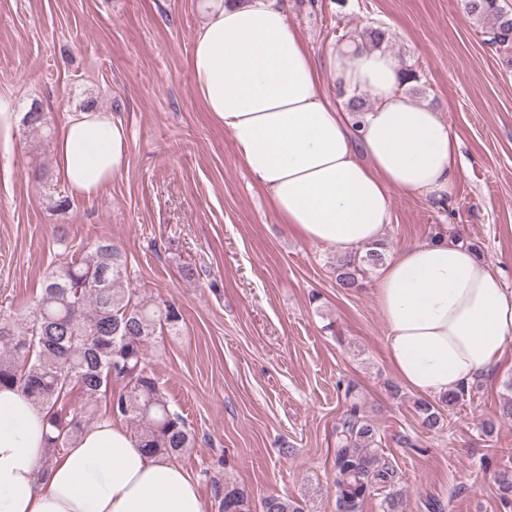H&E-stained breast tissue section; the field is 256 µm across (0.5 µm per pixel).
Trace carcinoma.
I'll use <instances>...</instances> for the list:
<instances>
[{
  "mask_svg": "<svg viewBox=\"0 0 512 512\" xmlns=\"http://www.w3.org/2000/svg\"><path fill=\"white\" fill-rule=\"evenodd\" d=\"M467 12L481 24L492 46H512V13L500 0H466ZM368 43L381 49L390 42L380 27L365 31ZM31 134L49 130L40 105L23 116ZM385 261V244L336 256V284L344 291L360 288L368 272ZM128 272L120 250L108 239L96 240L89 254L55 266L46 273L30 310L0 317V387L17 386L47 410L51 434L47 458L62 453L87 428L95 410L70 407L74 391L87 403L105 399L99 419L124 421L141 447L176 459L195 447L196 436L186 418L171 409L147 360V348L163 334L176 336L183 321L172 300L148 303L136 289L122 287ZM115 384L120 390H112ZM355 385L345 388L346 410L336 439V512H360L373 491L383 496L386 512H395V473L382 462L378 432L352 400ZM471 390L460 387L441 400L414 402L421 425L432 431L445 408L466 402ZM217 512H303L285 496L269 492L251 506L243 488L213 482Z\"/></svg>",
  "mask_w": 512,
  "mask_h": 512,
  "instance_id": "cac0c4a2",
  "label": "carcinoma"
}]
</instances>
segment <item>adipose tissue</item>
Masks as SVG:
<instances>
[{
  "label": "adipose tissue",
  "instance_id": "adipose-tissue-1",
  "mask_svg": "<svg viewBox=\"0 0 512 512\" xmlns=\"http://www.w3.org/2000/svg\"><path fill=\"white\" fill-rule=\"evenodd\" d=\"M193 39V91L229 131L239 158L281 222L301 239L347 254L380 239L390 192L445 198L459 176L442 113L405 91L388 54L344 46L315 66L284 0H202ZM330 77L368 93L359 119L322 92ZM57 171L95 195L128 164L124 123L82 110L58 129ZM376 296L390 364L410 390L438 398L496 368L512 346V291L470 248L414 243L380 271ZM45 410L0 388V512H206L197 482L148 453L123 424L87 428L50 467Z\"/></svg>",
  "mask_w": 512,
  "mask_h": 512
}]
</instances>
